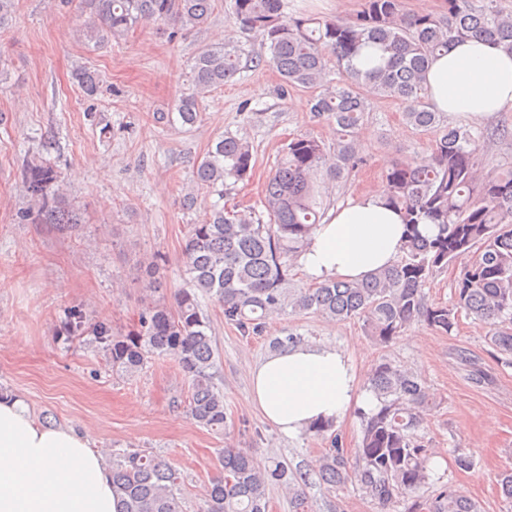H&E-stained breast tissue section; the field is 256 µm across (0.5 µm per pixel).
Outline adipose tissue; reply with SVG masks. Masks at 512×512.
<instances>
[{
  "label": "adipose tissue",
  "instance_id": "obj_1",
  "mask_svg": "<svg viewBox=\"0 0 512 512\" xmlns=\"http://www.w3.org/2000/svg\"><path fill=\"white\" fill-rule=\"evenodd\" d=\"M435 111L475 125L512 110V52L472 38L436 55L426 73ZM404 226L384 187L339 205L300 256L309 281H358L396 261ZM251 399L264 420L294 436L338 420L350 408H375L359 392L347 356L336 346L292 345L249 372ZM112 473L100 450L68 426L43 424L25 401L0 397V512H118Z\"/></svg>",
  "mask_w": 512,
  "mask_h": 512
}]
</instances>
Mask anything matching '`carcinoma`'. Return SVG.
Masks as SVG:
<instances>
[{"instance_id":"obj_1","label":"carcinoma","mask_w":512,"mask_h":512,"mask_svg":"<svg viewBox=\"0 0 512 512\" xmlns=\"http://www.w3.org/2000/svg\"><path fill=\"white\" fill-rule=\"evenodd\" d=\"M215 0H80L88 20L85 41L102 45L126 36L149 21L171 22L188 31L207 23ZM232 18L259 34L270 57L259 61L281 76V91L320 88L310 112L336 126L330 145L312 135L292 137L281 150L264 186V211L247 215L220 205L224 187L248 181L253 149L244 137L225 134L193 170L188 208L195 193L219 196L206 217L188 225L182 249L188 281L175 293V307L155 304L140 312L135 329L116 336L106 323L85 329L73 316L74 335L90 332L108 351L112 370L132 374L156 359L170 357L190 381L188 411L199 425L221 431L226 423L224 392L212 370L218 349L201 298L224 309V321L245 336H260L267 320L310 312L328 322L357 321L375 344L386 346L413 325L424 322L449 334L466 313L488 323V341L512 356V165L488 169L484 157L512 137L506 126L493 131L453 125L425 101V75L433 57L469 37L512 51V10L500 0H444L439 16L411 14L402 0H362L348 21L315 17L286 0H233ZM240 54L228 44L203 48L191 72L190 92L174 104L183 124L200 116L199 100L224 86L239 71ZM339 80L331 85L329 75ZM407 104L406 125L432 132L427 152L388 168L387 204L400 211L405 228L400 259L358 282L330 281L303 287L288 277L284 258L299 254L324 213L319 198L324 179L348 180L366 165L359 127L371 111L370 98ZM25 185L35 202L36 224H78L60 176L48 161L31 163ZM432 224L426 235L420 226ZM476 259L454 282L448 304H429L425 288L440 269L469 252ZM369 391L376 407L359 411L362 438L355 460L343 447L334 423L308 434L329 442L318 480L328 490L349 484L374 500L381 512L409 501L406 512H479L478 505L448 486L425 496L429 448L418 430L434 403L424 382L411 371L383 359L371 370ZM223 474L205 490L203 512H266L269 486H288L292 512H313L304 487L311 474L280 461L263 464L227 446L220 457ZM112 482L121 512H183L177 470L165 459L141 451L112 459Z\"/></svg>"}]
</instances>
